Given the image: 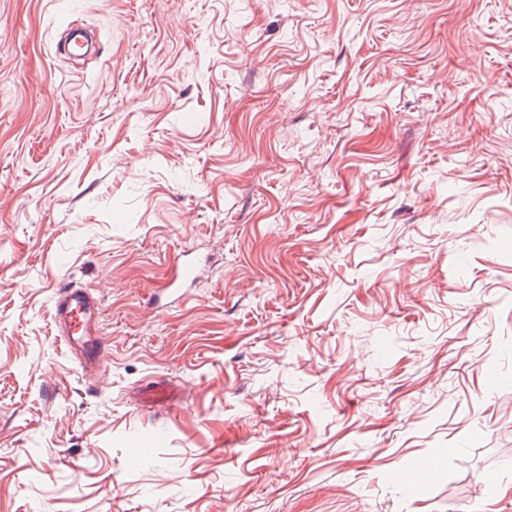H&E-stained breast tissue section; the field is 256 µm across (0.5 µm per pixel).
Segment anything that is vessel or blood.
<instances>
[{"instance_id":"obj_1","label":"vessel or blood","mask_w":512,"mask_h":512,"mask_svg":"<svg viewBox=\"0 0 512 512\" xmlns=\"http://www.w3.org/2000/svg\"><path fill=\"white\" fill-rule=\"evenodd\" d=\"M172 266L168 292L179 295L197 279L201 263L177 257ZM100 315V301L89 290L68 284L56 289L52 303L54 333L69 358L90 377L97 372L106 351ZM139 394L143 403L154 408L170 405L175 397L173 387L160 382L142 386Z\"/></svg>"}]
</instances>
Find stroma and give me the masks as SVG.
I'll use <instances>...</instances> for the list:
<instances>
[{"label":"stroma","instance_id":"stroma-1","mask_svg":"<svg viewBox=\"0 0 512 512\" xmlns=\"http://www.w3.org/2000/svg\"><path fill=\"white\" fill-rule=\"evenodd\" d=\"M0 512H512V0H0ZM173 273L169 279L168 295H183V288L193 283L199 276L200 260H187L181 257L174 258L172 262ZM52 315L54 335L60 337L69 358L93 377L106 352L100 300L87 289L65 284L55 291ZM141 400L152 408L167 407L175 397L174 388L168 384L154 382L141 387Z\"/></svg>","mask_w":512,"mask_h":512}]
</instances>
